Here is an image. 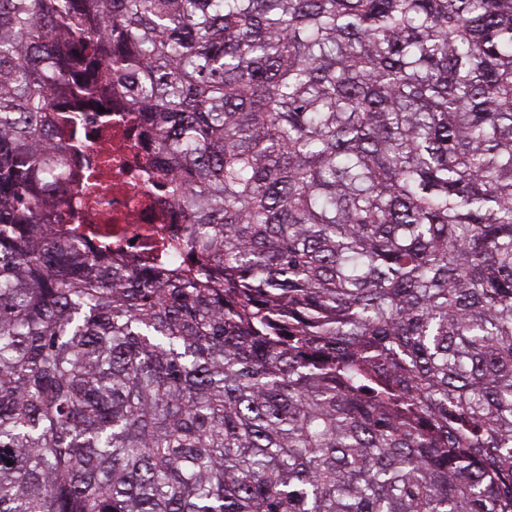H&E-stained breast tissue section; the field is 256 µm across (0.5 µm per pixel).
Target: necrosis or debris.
Wrapping results in <instances>:
<instances>
[{
  "instance_id": "1",
  "label": "necrosis or debris",
  "mask_w": 512,
  "mask_h": 512,
  "mask_svg": "<svg viewBox=\"0 0 512 512\" xmlns=\"http://www.w3.org/2000/svg\"><path fill=\"white\" fill-rule=\"evenodd\" d=\"M57 118L64 148L55 187L65 206L63 223L50 225V232L115 260L152 264L175 277L192 273L189 227L168 177L145 162L130 115L85 103Z\"/></svg>"
}]
</instances>
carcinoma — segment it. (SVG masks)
<instances>
[{"label":"carcinoma","mask_w":512,"mask_h":512,"mask_svg":"<svg viewBox=\"0 0 512 512\" xmlns=\"http://www.w3.org/2000/svg\"><path fill=\"white\" fill-rule=\"evenodd\" d=\"M114 83L191 276L43 230ZM0 512H512V0H0Z\"/></svg>","instance_id":"1"}]
</instances>
